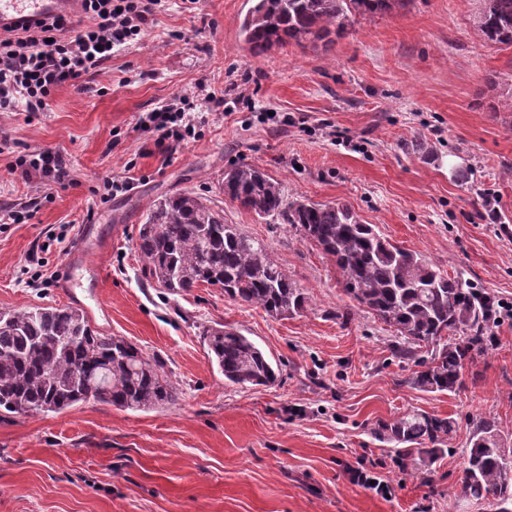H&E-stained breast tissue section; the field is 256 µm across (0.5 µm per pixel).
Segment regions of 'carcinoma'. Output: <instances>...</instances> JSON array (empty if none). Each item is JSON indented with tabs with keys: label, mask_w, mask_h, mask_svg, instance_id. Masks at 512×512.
<instances>
[{
	"label": "carcinoma",
	"mask_w": 512,
	"mask_h": 512,
	"mask_svg": "<svg viewBox=\"0 0 512 512\" xmlns=\"http://www.w3.org/2000/svg\"><path fill=\"white\" fill-rule=\"evenodd\" d=\"M407 0H253L240 35L262 55L288 44L341 38L361 17L391 16ZM476 37L512 46V0H485L473 20ZM224 195L239 208L299 229L331 257L343 291L396 331L395 354L416 363L410 383L423 392H454L463 370L491 337L492 298L450 277L423 255L392 244L345 203L289 201L282 184L250 164L224 172ZM142 275L169 294L200 286L273 317L304 310L307 297L268 247L246 235L206 199L183 191L155 200L139 228ZM455 338L448 337V333ZM207 354L235 385H267L277 370L263 350L236 330L208 328ZM430 347V357L417 358ZM161 360L123 336H105L83 311L44 305L0 312V415L61 413L90 400L120 409L153 410L174 401ZM455 420L418 411L379 424L376 438L393 445L400 466L448 446ZM463 496L512 512V448L493 417L473 422L461 477Z\"/></svg>",
	"instance_id": "obj_1"
}]
</instances>
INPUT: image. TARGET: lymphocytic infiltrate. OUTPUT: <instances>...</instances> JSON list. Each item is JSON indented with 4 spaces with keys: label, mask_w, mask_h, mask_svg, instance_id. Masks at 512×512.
<instances>
[{
    "label": "lymphocytic infiltrate",
    "mask_w": 512,
    "mask_h": 512,
    "mask_svg": "<svg viewBox=\"0 0 512 512\" xmlns=\"http://www.w3.org/2000/svg\"><path fill=\"white\" fill-rule=\"evenodd\" d=\"M164 0H84L85 16L6 30L0 35V112L45 111L52 91L97 72L114 48L140 35ZM162 154H170L194 127L195 115L171 106L148 116Z\"/></svg>",
    "instance_id": "lymphocytic-infiltrate-1"
}]
</instances>
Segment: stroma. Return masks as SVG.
<instances>
[{
	"mask_svg": "<svg viewBox=\"0 0 512 512\" xmlns=\"http://www.w3.org/2000/svg\"><path fill=\"white\" fill-rule=\"evenodd\" d=\"M483 0H411L357 20L327 45L257 56L240 35L249 0H167L129 45L81 86L64 84L44 112H0V311L80 309L92 328L161 357L175 400L152 411L86 402L62 413L0 418V512H486L462 498L476 418L512 440V319L466 365L450 393L414 389L395 331L343 291L332 259L288 224L224 195V171L261 168L288 199L348 204L391 242L512 303V47L473 33ZM215 93L207 101V93ZM204 98L194 134L172 158L144 126L149 112ZM425 142L428 155L412 151ZM60 155L72 181L26 177L19 157ZM133 179L109 195L105 185ZM500 196L499 221L482 206ZM193 191L264 242L302 288L305 310L274 318L222 289L180 295L140 280L138 230L161 196ZM88 225L96 287L58 286ZM241 329L277 363L275 385L240 387L212 365L203 330ZM456 428L428 480L399 469L371 434L408 411ZM377 478L378 493L356 480Z\"/></svg>",
	"mask_w": 512,
	"mask_h": 512,
	"instance_id": "obj_1",
	"label": "stroma"
}]
</instances>
